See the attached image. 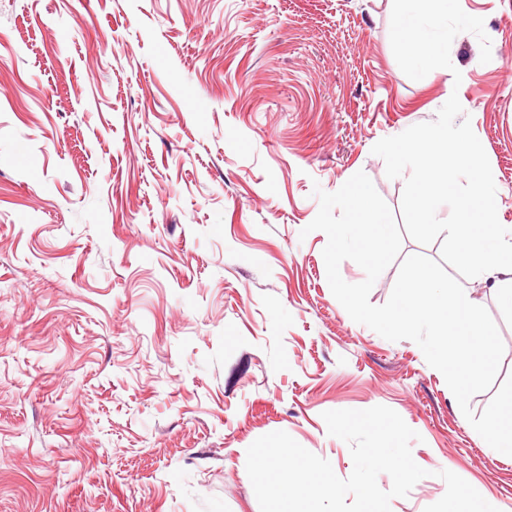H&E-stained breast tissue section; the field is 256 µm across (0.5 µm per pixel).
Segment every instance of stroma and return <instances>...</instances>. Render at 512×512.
I'll return each mask as SVG.
<instances>
[{"label": "stroma", "mask_w": 512, "mask_h": 512, "mask_svg": "<svg viewBox=\"0 0 512 512\" xmlns=\"http://www.w3.org/2000/svg\"><path fill=\"white\" fill-rule=\"evenodd\" d=\"M393 0H0V512H260L246 451L290 434L348 478L329 410H395L427 470L512 512V456L477 440L411 340L356 323L327 281L314 186L458 97L512 232V0L452 70L409 79ZM505 345L495 276L466 283Z\"/></svg>", "instance_id": "1"}]
</instances>
